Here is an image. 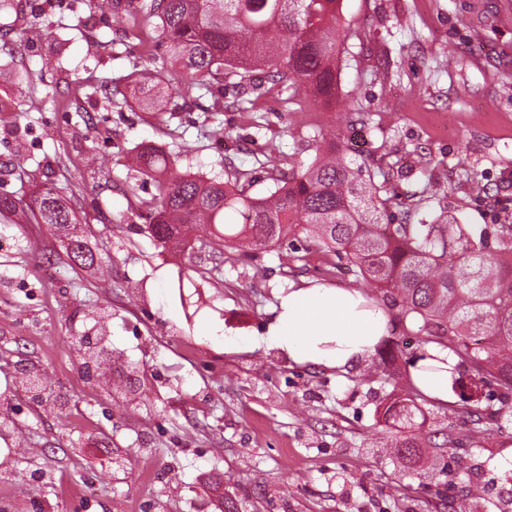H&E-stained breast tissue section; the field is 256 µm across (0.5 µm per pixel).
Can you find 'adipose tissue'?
I'll return each instance as SVG.
<instances>
[{"mask_svg": "<svg viewBox=\"0 0 512 512\" xmlns=\"http://www.w3.org/2000/svg\"><path fill=\"white\" fill-rule=\"evenodd\" d=\"M386 324L383 311L358 291L292 288L279 296L266 342L297 363L342 367L369 355Z\"/></svg>", "mask_w": 512, "mask_h": 512, "instance_id": "adipose-tissue-1", "label": "adipose tissue"}]
</instances>
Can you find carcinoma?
I'll use <instances>...</instances> for the list:
<instances>
[{"label": "carcinoma", "instance_id": "cac0c4a2", "mask_svg": "<svg viewBox=\"0 0 512 512\" xmlns=\"http://www.w3.org/2000/svg\"><path fill=\"white\" fill-rule=\"evenodd\" d=\"M340 0H143V22L155 25L167 56L160 70L137 69L96 86L77 78L67 84L78 99L89 92L112 103L123 94L120 83L166 89L171 111L184 107L181 96L196 85L224 100V87L238 91L236 105L246 111L254 100L248 80L268 72L272 86L288 93L286 109L299 104L297 91L331 104L336 101L341 37L359 28L337 27ZM387 153L362 161L349 156L347 144L322 141L311 164L271 165L275 189L248 193L247 173L235 168L224 179L173 175L168 157L151 148L133 156L134 167L152 180L155 192L141 200L153 233L165 250L182 253L196 242L212 252L225 248L277 244L302 230L316 249L337 259L371 284L401 320L417 324L425 346L437 343L465 358L472 374L453 378L469 395L488 379L501 390L500 403L512 394V224L495 227V248L488 232L475 224L446 219L441 224L414 221L416 209L391 192ZM400 208L403 224H387L388 210ZM27 213L37 224L69 229L77 223L70 200L52 187L30 198L0 196V215ZM228 215L243 218L227 224ZM67 254L79 268L103 269L101 257L72 233ZM410 405L385 407V419L412 421Z\"/></svg>", "mask_w": 512, "mask_h": 512}]
</instances>
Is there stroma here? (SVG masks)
I'll list each match as a JSON object with an SVG mask.
<instances>
[{
  "instance_id": "obj_1",
  "label": "stroma",
  "mask_w": 512,
  "mask_h": 512,
  "mask_svg": "<svg viewBox=\"0 0 512 512\" xmlns=\"http://www.w3.org/2000/svg\"><path fill=\"white\" fill-rule=\"evenodd\" d=\"M42 37L0 27V195L70 181L80 230L109 278L69 265L67 243L46 224H8L0 247V512H512V421L481 432L476 402L413 396L420 434H448L453 450L389 452L410 427L385 420L408 394L405 359L414 323L388 309L381 346L342 369L298 364L261 347L278 295L294 286L354 288L380 296L341 267L323 273L312 244H275L231 258L197 249L176 256L150 236L140 199L154 191L129 163L151 146L178 173L213 177L233 162L253 195L273 189L272 149L308 164L318 135L344 138L353 158L385 146L400 196L441 183L419 216L491 227L512 222V0H343L356 25L337 74L334 105L283 111L268 74L253 73L256 109L148 112L141 90L107 104L80 100L69 78L107 84L162 67L153 27L117 29L84 0H21ZM69 40L63 59L51 34ZM105 46L88 55L87 42ZM369 124H350L359 107ZM98 152L109 173L85 168ZM25 163H18L17 153ZM107 331L119 358L89 363L81 336Z\"/></svg>"
}]
</instances>
